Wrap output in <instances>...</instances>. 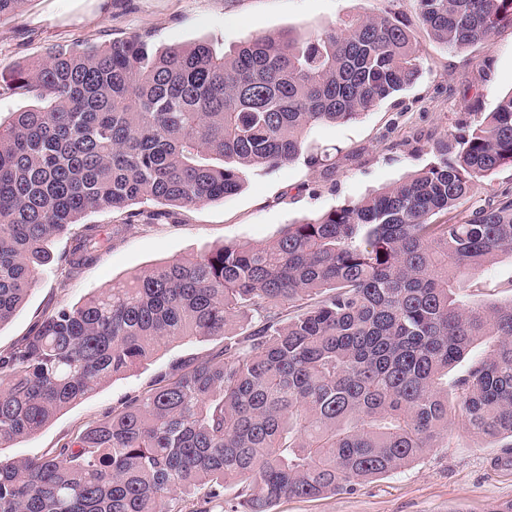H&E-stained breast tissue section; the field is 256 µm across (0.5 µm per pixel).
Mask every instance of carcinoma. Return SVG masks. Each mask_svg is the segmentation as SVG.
Returning a JSON list of instances; mask_svg holds the SVG:
<instances>
[{"label": "carcinoma", "instance_id": "obj_1", "mask_svg": "<svg viewBox=\"0 0 512 512\" xmlns=\"http://www.w3.org/2000/svg\"><path fill=\"white\" fill-rule=\"evenodd\" d=\"M453 52L512 26V0H417ZM420 61L392 9L314 35L153 49L58 47L7 86L47 105L0 124V325L69 241L73 271L129 225L237 194L312 152L308 131L410 87ZM432 145L435 160L268 242L173 259L57 307L0 352V445L189 336L213 354L39 458L0 459V512H272L352 492L448 443L458 417L512 447V301L465 307L470 275L512 256V188L459 209L512 165V92ZM126 214L102 233L82 218ZM454 211V220L434 216ZM244 321L252 329L230 332ZM485 355L448 373L480 343ZM233 489L224 502V489Z\"/></svg>", "mask_w": 512, "mask_h": 512}]
</instances>
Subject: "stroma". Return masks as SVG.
I'll list each match as a JSON object with an SVG mask.
<instances>
[{
    "mask_svg": "<svg viewBox=\"0 0 512 512\" xmlns=\"http://www.w3.org/2000/svg\"><path fill=\"white\" fill-rule=\"evenodd\" d=\"M395 8L415 38L422 62L417 82L362 118L311 128L308 142L331 152L332 171L298 159L254 172L234 196L174 209L157 224L135 223L80 272L66 274V239L51 246L25 302L0 325V351L29 334L62 304H76L112 282L175 258H192L226 243L269 241L284 225L315 218L389 186L421 169L428 147L444 133L470 123L467 102L493 111L512 91V28L491 46L448 51L417 18L416 0H24L0 18V77L60 46L99 45L134 34L156 47L209 43L227 51L268 32L314 34L349 14L377 15ZM476 304L512 300V258L500 257L480 275ZM221 338L190 339L164 347L138 372L117 377L91 397L66 408L34 436L0 448V455H44L78 431L141 394L160 372L188 357L218 349ZM501 441L476 437L464 420L451 427L448 445L432 449L404 470L357 491L318 499H288L273 512H489L512 500V466H504Z\"/></svg>",
    "mask_w": 512,
    "mask_h": 512,
    "instance_id": "stroma-1",
    "label": "stroma"
}]
</instances>
